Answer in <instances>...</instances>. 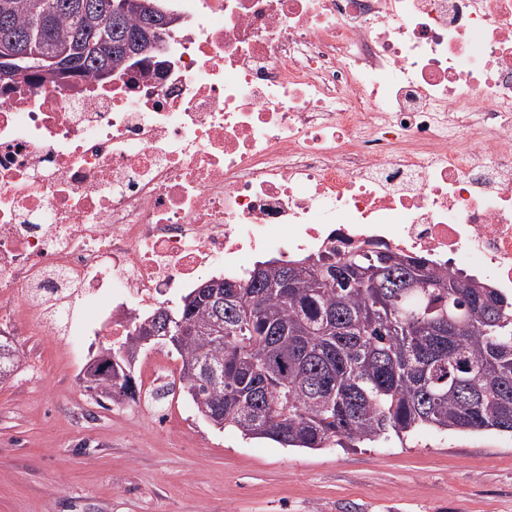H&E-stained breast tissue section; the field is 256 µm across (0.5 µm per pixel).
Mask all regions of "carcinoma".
Segmentation results:
<instances>
[{"instance_id":"obj_1","label":"carcinoma","mask_w":512,"mask_h":512,"mask_svg":"<svg viewBox=\"0 0 512 512\" xmlns=\"http://www.w3.org/2000/svg\"><path fill=\"white\" fill-rule=\"evenodd\" d=\"M0 12V41L30 31V0ZM39 45L74 48L70 77L99 79L101 68L124 71L121 53L96 46L118 37L136 44L145 64L148 16L166 0H144L142 12L117 20L111 0L85 16L76 0H48ZM336 248L290 260L258 261L245 280L221 279L223 303L162 304L142 316L151 326L188 321L200 330L173 347L181 391L202 418L247 438L284 448H351L423 430H496L512 434V294L473 274L442 275L430 262L390 249ZM222 320L224 335L202 327ZM136 398L133 366L117 355ZM17 347L0 336V382L18 369Z\"/></svg>"}]
</instances>
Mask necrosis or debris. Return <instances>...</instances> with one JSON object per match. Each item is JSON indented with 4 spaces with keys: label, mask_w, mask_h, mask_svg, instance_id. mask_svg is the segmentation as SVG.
<instances>
[{
    "label": "necrosis or debris",
    "mask_w": 512,
    "mask_h": 512,
    "mask_svg": "<svg viewBox=\"0 0 512 512\" xmlns=\"http://www.w3.org/2000/svg\"><path fill=\"white\" fill-rule=\"evenodd\" d=\"M163 72L0 100V305L121 342L257 256L388 247L512 294V0H178ZM89 315L72 319L75 301Z\"/></svg>",
    "instance_id": "1"
}]
</instances>
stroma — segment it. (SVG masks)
I'll return each instance as SVG.
<instances>
[{
  "mask_svg": "<svg viewBox=\"0 0 512 512\" xmlns=\"http://www.w3.org/2000/svg\"><path fill=\"white\" fill-rule=\"evenodd\" d=\"M0 383V512H512V435L424 430L407 444L283 448L218 430L191 400L168 423L98 405L79 359L37 325Z\"/></svg>",
  "mask_w": 512,
  "mask_h": 512,
  "instance_id": "stroma-1",
  "label": "stroma"
}]
</instances>
